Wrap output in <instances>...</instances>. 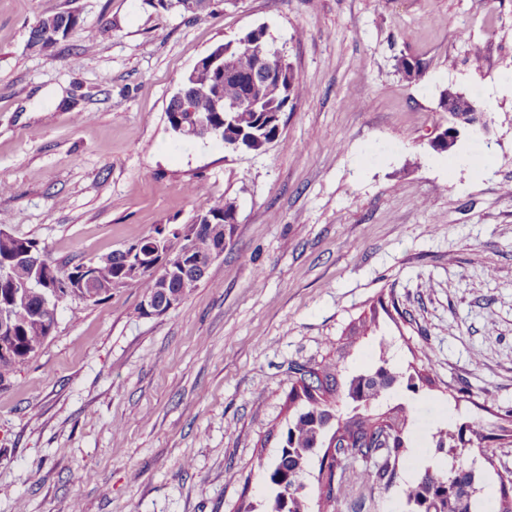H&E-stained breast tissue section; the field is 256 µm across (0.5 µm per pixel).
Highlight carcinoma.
Returning <instances> with one entry per match:
<instances>
[{"instance_id":"obj_1","label":"carcinoma","mask_w":512,"mask_h":512,"mask_svg":"<svg viewBox=\"0 0 512 512\" xmlns=\"http://www.w3.org/2000/svg\"><path fill=\"white\" fill-rule=\"evenodd\" d=\"M74 11L62 10L45 16L29 33L30 47L48 51L55 47L47 32L69 25ZM265 33L256 29L235 43L224 44L231 49L236 61L234 71L224 75L219 93L226 101H239L249 96L248 86L259 81L254 98L259 105L245 112H238L224 122L222 141L233 144L245 142L252 137L249 147L254 152L266 150L269 134L259 125L265 112L284 113L290 99L302 92L300 80L288 84V72L281 78L267 80L263 77L267 69L266 60L270 48L264 40ZM399 70L411 84L423 79L424 68L419 62L401 61ZM211 78L207 71L190 72L182 88L188 91L194 111L209 113L213 110L214 98L210 89ZM234 200L218 198L211 202L207 212L224 214V221L234 220ZM221 244L211 235L209 225L194 223L185 233L174 232L165 239L162 254L171 258L186 253L192 248L196 253L208 252ZM35 249L42 257L40 272L50 275H65L53 266L44 250L32 239L0 234V258L25 249ZM95 288L98 304L112 296V289L120 288L130 281L140 284L142 292L151 293L157 286L153 271L144 269L132 275L126 268V256L117 250L101 260L95 269ZM44 304L37 290H31L27 303L13 312L16 321L14 346L17 359L0 361V384L6 382L16 369L35 355L47 339L43 322L34 319L35 312ZM379 330V316L373 310L359 320L354 333L359 336H375ZM379 356L375 367L356 372L348 381L340 383L338 364L325 363L317 367L297 365L294 367L295 382L288 392L289 405L294 407L292 418L281 433L280 447L274 461L265 468V482L269 493L261 503V512H308L305 474L312 458L322 454L319 462L318 483L320 496L331 504L346 494L344 467L336 457L322 451L324 447L325 419L331 418L333 436L346 443L349 451L372 459L373 467L364 469L361 480L366 484L388 485L394 474L404 443L405 421L388 418L380 420L374 414L375 406L387 393L399 384L409 389L416 388L414 376L409 370L397 368L389 355L390 345L385 339L378 341ZM471 426L462 423L453 429L438 428L434 432L435 452L451 458L448 469L427 467L406 492L410 508L408 512H479L480 497L484 491L483 471L477 466L478 457L472 439L466 437Z\"/></svg>"}]
</instances>
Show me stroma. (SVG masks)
I'll return each mask as SVG.
<instances>
[{"label": "stroma", "mask_w": 512, "mask_h": 512, "mask_svg": "<svg viewBox=\"0 0 512 512\" xmlns=\"http://www.w3.org/2000/svg\"><path fill=\"white\" fill-rule=\"evenodd\" d=\"M76 10L53 50L27 41ZM262 27L302 94L266 151L183 140L166 109L217 44ZM419 61L408 84L400 60ZM512 0H215L195 14L149 0H0V224L60 270L159 225L188 230L234 199L223 254L166 314L138 315L137 283L62 303L53 334L0 386V512H237L267 492L298 364L378 350L350 337L377 302L396 363L432 387L376 408L408 415L389 486L360 481L335 512H405L429 461L419 420L497 434L488 512L512 474ZM478 96L484 135L431 142L444 91ZM74 13H77V11L66 9L41 18L35 25L37 28L34 26L29 33V46L31 48L37 46V50L39 51H49L50 49L54 48L59 42L57 44L52 42L53 32H55L57 28H60L63 25L68 26ZM77 14V16L80 17L79 13ZM48 31H50V34L45 39L44 43L39 46L40 41L43 40L44 35ZM38 37L40 39L34 41Z\"/></svg>", "instance_id": "obj_1"}]
</instances>
